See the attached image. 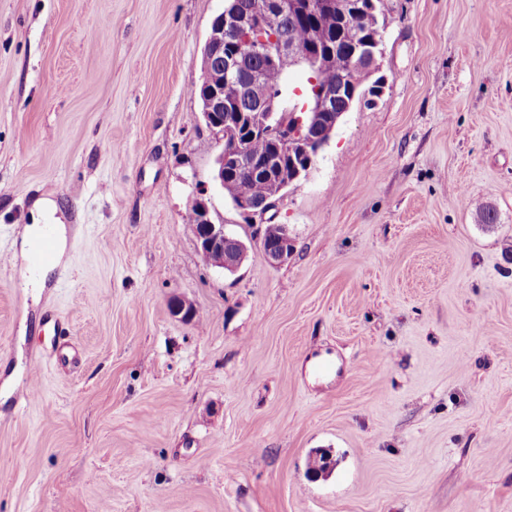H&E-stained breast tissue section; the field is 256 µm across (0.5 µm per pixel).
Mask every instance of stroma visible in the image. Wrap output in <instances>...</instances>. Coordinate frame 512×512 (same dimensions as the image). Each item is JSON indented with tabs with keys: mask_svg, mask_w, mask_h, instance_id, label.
Wrapping results in <instances>:
<instances>
[{
	"mask_svg": "<svg viewBox=\"0 0 512 512\" xmlns=\"http://www.w3.org/2000/svg\"><path fill=\"white\" fill-rule=\"evenodd\" d=\"M224 3L0 0V512H512V0H387L278 265L192 92ZM192 219L190 217L191 231L196 237L192 220L199 224L200 235L197 237L199 250L204 259L211 265L224 271L234 273L247 258L248 251L240 240H235L229 235L224 225L215 224L210 216V209L203 197H196L192 203ZM226 241H233L238 246L237 259L231 263L227 261L224 253Z\"/></svg>",
	"mask_w": 512,
	"mask_h": 512,
	"instance_id": "1",
	"label": "stroma"
}]
</instances>
